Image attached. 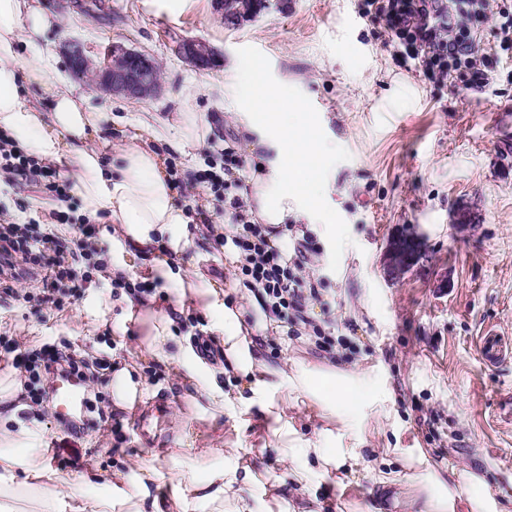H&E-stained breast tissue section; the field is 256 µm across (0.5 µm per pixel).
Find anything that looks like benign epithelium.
<instances>
[{
  "mask_svg": "<svg viewBox=\"0 0 512 512\" xmlns=\"http://www.w3.org/2000/svg\"><path fill=\"white\" fill-rule=\"evenodd\" d=\"M215 4L222 11L226 24L237 25L244 18L258 15L267 2L243 0L236 12L226 10L224 0H215ZM174 53L199 70H209L215 66L216 52L204 40L180 39L174 46ZM66 59L75 77L111 95L136 100L153 95L160 87L157 61L144 52L120 44L106 47L102 58L95 64L84 47L73 41L67 49ZM420 254L421 244L417 239L406 237L392 240L389 244L390 270L399 272L409 268Z\"/></svg>",
  "mask_w": 512,
  "mask_h": 512,
  "instance_id": "7a95c632",
  "label": "benign epithelium"
}]
</instances>
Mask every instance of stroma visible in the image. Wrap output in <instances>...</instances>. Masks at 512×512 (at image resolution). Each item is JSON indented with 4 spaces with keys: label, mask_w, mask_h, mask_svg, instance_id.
<instances>
[{
    "label": "stroma",
    "mask_w": 512,
    "mask_h": 512,
    "mask_svg": "<svg viewBox=\"0 0 512 512\" xmlns=\"http://www.w3.org/2000/svg\"><path fill=\"white\" fill-rule=\"evenodd\" d=\"M58 16L47 31L59 60L68 39L82 41L91 57L121 43L155 57L161 88L128 101L101 93L88 82L77 88L88 105L111 113L128 135L139 132L143 112L168 118L182 92L215 133L244 155L257 178L262 153L237 121L261 110L264 93L299 104L312 131L327 144L316 185L318 214L308 232L307 271L322 299L307 315L335 343L316 348L308 336L280 335L266 318L259 294L245 284L236 258L225 252L203 216L216 202L194 186L190 208L193 243L170 262L185 278V296L155 287L144 302L123 301L112 279L94 270L80 298L61 307L0 299V339L26 349L45 342L75 348L88 360L106 359L93 387L104 418L75 436L61 426L54 406L19 397L10 429L26 430L61 484L79 475L87 494L108 498L113 482L132 481L136 463L152 455L161 468L150 486L162 512L176 492L179 468L193 464L196 478L236 459L277 492L288 468L260 408L235 415L214 410L197 395L187 365L162 361L145 347L152 315L170 318L172 351L193 353L228 392L245 378L224 373V342L214 315L194 295L197 281L215 286L221 301L237 309L244 329L272 366L331 368L366 373V396L377 414L365 421L363 459L353 471L323 480L317 499L295 493L296 512H422L426 494L407 480L383 485L382 471L404 472V455L420 459L455 496L448 512H512V359L486 366L479 341L488 329L512 337V46L500 44V0H488L478 32L476 68L447 80L425 76L403 60L382 25L366 15L365 0H270L269 9L235 27L226 26L214 0H45ZM199 38L217 54L199 71L172 52L175 41ZM261 65V86L244 92L235 62ZM212 142V143H213ZM0 172V208L10 221L55 223L73 237L81 216L78 197L58 203L38 188L15 189ZM409 236L422 256L408 270L388 271L389 243ZM126 369L142 384L144 402L167 398L169 428L150 443L134 429L128 407L112 399V377ZM289 427L313 436L331 422L295 393L277 398ZM77 457L76 467L61 468ZM470 482L459 487L458 476Z\"/></svg>",
    "instance_id": "obj_1"
}]
</instances>
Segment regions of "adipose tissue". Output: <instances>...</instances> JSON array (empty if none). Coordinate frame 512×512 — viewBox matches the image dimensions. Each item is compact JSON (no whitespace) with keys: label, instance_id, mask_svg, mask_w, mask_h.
<instances>
[{"label":"adipose tissue","instance_id":"1","mask_svg":"<svg viewBox=\"0 0 512 512\" xmlns=\"http://www.w3.org/2000/svg\"><path fill=\"white\" fill-rule=\"evenodd\" d=\"M54 17L37 0H0V132L7 133L15 148L46 163H66L71 170L73 190L81 201V211L90 220L107 219L116 224L120 235L113 239L108 260L110 272L127 271L126 255L131 250L165 244L172 251L189 245V216L174 200L175 193L166 169V152H185L206 140L212 128L194 110L191 94H183L174 121L151 115L139 118L146 140H132L122 153L120 173H113L106 155L94 148L92 137L112 131V119L104 112L89 110L82 95L63 78L54 74V52L42 50L34 60H26L21 45L34 46L52 27ZM44 88L51 96L50 111L25 101L21 83ZM284 106L276 95H268L261 112H245L241 124L245 132H274L276 154L258 178L255 202L260 219L272 226L288 219L314 218L312 206L300 204L313 186L323 145L308 131L289 126ZM195 294L218 315L216 328L224 336V356L228 365L248 377L250 394L236 401L218 387L210 370L194 369L196 389L215 408L233 414L237 409L257 406L274 423L279 439L278 452L288 470L281 481L289 489L306 490L317 496L323 478L357 466L363 457L361 446L340 448L337 435H360L359 416L366 409L363 390L366 375L343 376L303 367L287 372L265 365L253 344L242 334L240 316L221 304L210 284L200 283ZM284 390L308 397L322 412L337 420L338 429L325 428L304 438L291 431L283 413L274 404ZM0 467L22 470L20 483L24 512H56L62 495H70L72 512H145L149 486L158 475L155 457L142 458L136 481L113 486L111 499H97L79 488L64 492L53 471L48 469L39 449L33 448L25 431L0 434ZM179 492L170 512H186L189 500L206 503L211 512H290L289 501L252 493V472L237 463L211 470L204 479L176 477Z\"/></svg>","mask_w":512,"mask_h":512}]
</instances>
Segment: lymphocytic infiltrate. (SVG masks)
<instances>
[{"label": "lymphocytic infiltrate", "mask_w": 512, "mask_h": 512, "mask_svg": "<svg viewBox=\"0 0 512 512\" xmlns=\"http://www.w3.org/2000/svg\"><path fill=\"white\" fill-rule=\"evenodd\" d=\"M366 5L372 21L383 24L389 37L404 46L408 58L424 73L445 80L458 68L473 65L477 32L470 22L483 16L486 0H367ZM246 167V159L227 146L208 157L195 180L223 202L219 215L226 232L220 243L237 256L239 271L259 292L265 315L285 324L287 335L294 337L307 321L308 302L320 300L321 293L305 276V251L287 254L272 241L274 227L249 219L244 202L249 189ZM0 169L42 186L58 201L69 196L68 178L12 149L10 139L2 134ZM87 247V241L72 243L58 236L49 224L35 231L27 224L1 223L0 293L18 297V288L24 284L36 289L39 301L47 305L57 304L56 294L63 287L69 288L72 297H79L86 280L79 277L77 268L90 257ZM14 364L27 373L26 388L37 405L45 394L40 386L42 375H73L83 382L89 378L85 361L51 342L35 354H16Z\"/></svg>", "instance_id": "lymphocytic-infiltrate-1"}]
</instances>
